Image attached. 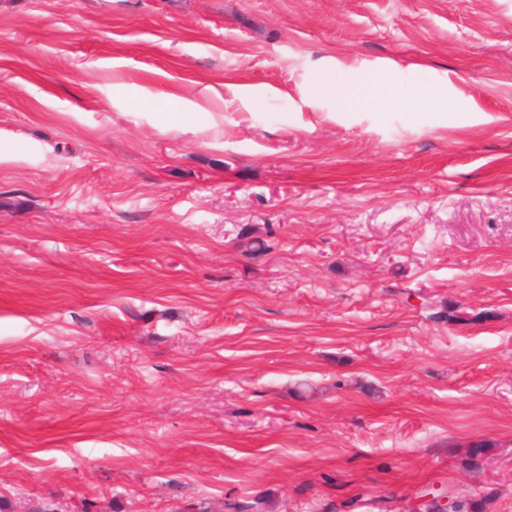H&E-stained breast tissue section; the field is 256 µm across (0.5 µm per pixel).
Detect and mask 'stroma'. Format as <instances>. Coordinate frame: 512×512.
Listing matches in <instances>:
<instances>
[{"mask_svg": "<svg viewBox=\"0 0 512 512\" xmlns=\"http://www.w3.org/2000/svg\"><path fill=\"white\" fill-rule=\"evenodd\" d=\"M432 486L512 512V0H0V512Z\"/></svg>", "mask_w": 512, "mask_h": 512, "instance_id": "35a3bbf8", "label": "stroma"}]
</instances>
